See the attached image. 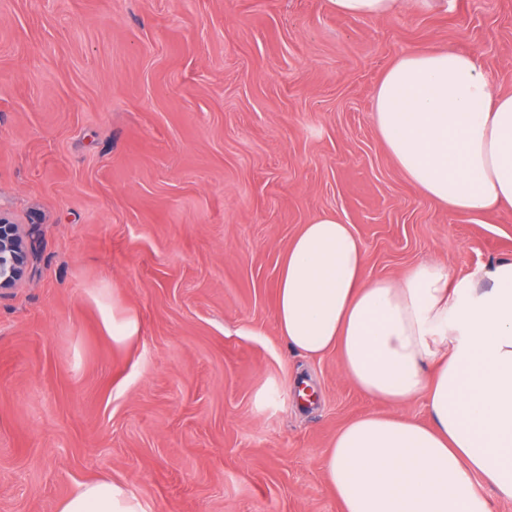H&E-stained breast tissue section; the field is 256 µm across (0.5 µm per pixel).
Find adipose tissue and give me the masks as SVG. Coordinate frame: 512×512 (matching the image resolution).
Wrapping results in <instances>:
<instances>
[{
    "label": "adipose tissue",
    "instance_id": "adipose-tissue-1",
    "mask_svg": "<svg viewBox=\"0 0 512 512\" xmlns=\"http://www.w3.org/2000/svg\"><path fill=\"white\" fill-rule=\"evenodd\" d=\"M442 0H329L361 19ZM380 143L423 196L457 214L512 208V94L473 54L429 47L400 56L378 82ZM351 225L322 215L284 256L276 319L289 347L338 351L343 374L394 406L345 424L324 453L342 512H489L493 490L512 499V258L455 278L423 262L402 279H372ZM422 401V423L396 409ZM483 485H476L475 477ZM58 512H150L124 484H80Z\"/></svg>",
    "mask_w": 512,
    "mask_h": 512
}]
</instances>
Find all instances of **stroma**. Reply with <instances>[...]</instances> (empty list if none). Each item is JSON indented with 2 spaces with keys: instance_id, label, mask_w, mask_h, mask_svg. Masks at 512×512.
Wrapping results in <instances>:
<instances>
[{
  "instance_id": "1",
  "label": "stroma",
  "mask_w": 512,
  "mask_h": 512,
  "mask_svg": "<svg viewBox=\"0 0 512 512\" xmlns=\"http://www.w3.org/2000/svg\"><path fill=\"white\" fill-rule=\"evenodd\" d=\"M427 46L512 93V0H0V210L32 247L0 293V512L102 477L153 512H341L321 457L387 406L280 336L291 239L337 215L371 278L512 257V210L448 212L378 139L377 83ZM330 7L338 14L361 19L381 18L390 15L405 2L407 8L418 12H427L444 0H329ZM140 333V323L138 318L131 314L112 316V339L115 342L123 343L129 341Z\"/></svg>"
}]
</instances>
